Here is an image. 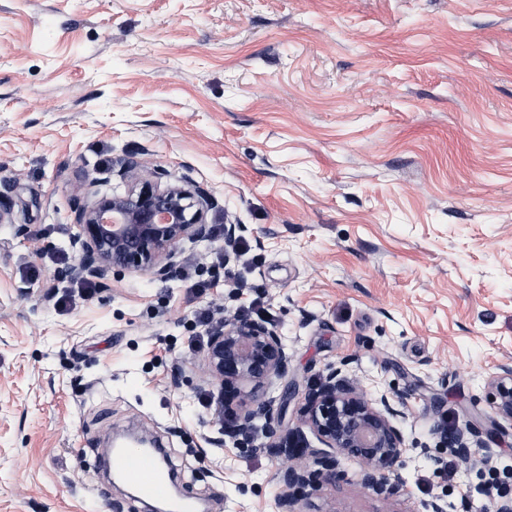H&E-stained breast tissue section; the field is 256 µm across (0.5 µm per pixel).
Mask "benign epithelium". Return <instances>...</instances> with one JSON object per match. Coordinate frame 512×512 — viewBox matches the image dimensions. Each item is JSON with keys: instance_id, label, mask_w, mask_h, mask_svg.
<instances>
[{"instance_id": "1", "label": "benign epithelium", "mask_w": 512, "mask_h": 512, "mask_svg": "<svg viewBox=\"0 0 512 512\" xmlns=\"http://www.w3.org/2000/svg\"><path fill=\"white\" fill-rule=\"evenodd\" d=\"M125 190L91 193L75 202L74 244L79 246L78 274L105 280L110 274L152 272L171 277L181 268L180 246L213 235L207 214L215 199L204 190L178 181L134 156L120 161ZM289 374L281 336L263 320L235 316L212 328L204 364V383L217 391V417L224 435L249 440L261 431L269 448H291L292 461L279 472V506L295 512L299 497L344 477L342 461L360 463L361 484L379 495L392 494L406 467L405 439L395 420L402 416V394L368 395L345 360L327 363L307 385L301 422L334 454L309 447L299 431L282 429V411L265 399L275 379ZM496 413L512 422V365L503 364L488 383ZM440 442L466 464L493 468L495 450L471 424L448 430L438 424Z\"/></svg>"}]
</instances>
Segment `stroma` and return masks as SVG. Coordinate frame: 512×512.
<instances>
[{
	"mask_svg": "<svg viewBox=\"0 0 512 512\" xmlns=\"http://www.w3.org/2000/svg\"><path fill=\"white\" fill-rule=\"evenodd\" d=\"M129 155L207 190L214 234L177 277L103 284L73 203ZM0 207V512H144L100 456L117 427L208 512H280L282 456L199 403L204 310L282 336L274 404L344 358L411 393L400 488L347 461L296 512H494L512 484V426L492 471L433 431L490 429L512 363V0H0ZM489 397L496 413L512 423V365L503 364L488 383Z\"/></svg>",
	"mask_w": 512,
	"mask_h": 512,
	"instance_id": "1",
	"label": "stroma"
}]
</instances>
